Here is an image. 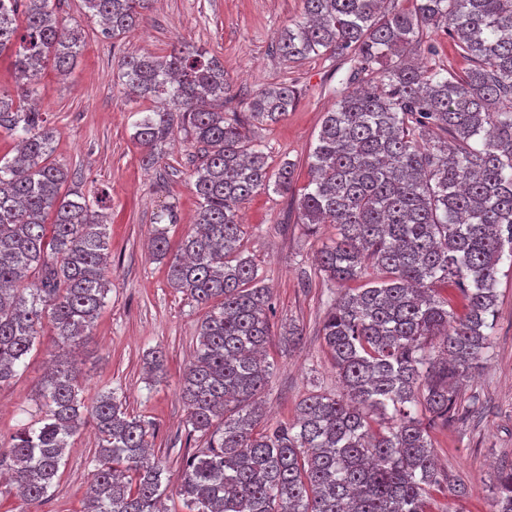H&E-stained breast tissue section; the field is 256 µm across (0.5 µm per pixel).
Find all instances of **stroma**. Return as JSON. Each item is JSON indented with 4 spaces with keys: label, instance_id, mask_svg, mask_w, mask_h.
I'll list each match as a JSON object with an SVG mask.
<instances>
[{
    "label": "stroma",
    "instance_id": "stroma-1",
    "mask_svg": "<svg viewBox=\"0 0 512 512\" xmlns=\"http://www.w3.org/2000/svg\"><path fill=\"white\" fill-rule=\"evenodd\" d=\"M61 17L84 31L83 47L67 74L53 66L40 73L44 94L39 108L55 131V158L69 170V185L86 198L106 199L111 249L105 268L110 290L88 343L72 347L85 385L84 396L113 391L128 412L152 423V452L171 484H179L183 459L194 448L188 437L187 409L179 395V378L198 344L197 325L204 308L172 288L166 261L148 249L155 219L170 210L177 216L169 239L178 242L191 231L198 210L192 173L200 160L193 139L177 130L154 167H144L132 138L138 109L127 101L117 79L124 56L164 55L171 44L186 40L218 58L231 84L226 109L243 111L261 88L295 85L296 105L277 123L250 129L253 144L271 166L285 159L295 164L288 194L258 192L240 206L243 247L272 291L275 323L304 329L302 342L285 351L271 339L266 359L272 374L262 399L269 426L293 421L299 402L313 392L340 393L342 387L320 330L330 303L341 292L317 269L316 253L336 234L324 224L309 235L298 222L296 200L309 175L308 154L317 141L324 112L336 102L334 90L347 69L320 56L285 61L275 48L280 31L299 20L302 0H155L144 25L119 40L103 37L96 20L84 14L81 0H60ZM437 55H430L429 46ZM417 51L426 66L460 71L466 60L444 29L424 31ZM497 313L484 367L473 370L462 389L458 415L433 434L434 453L450 479L466 488L465 496L434 493L429 512H493L499 471L512 465V260L499 265ZM166 356V373L151 377L146 352ZM48 366L45 350L31 353L17 377L0 387V447L30 419L32 398ZM97 446L91 427L70 440L65 465L47 499L29 505L9 483L0 484V512H84Z\"/></svg>",
    "mask_w": 512,
    "mask_h": 512
}]
</instances>
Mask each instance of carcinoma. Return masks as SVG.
Instances as JSON below:
<instances>
[{
    "label": "carcinoma",
    "mask_w": 512,
    "mask_h": 512,
    "mask_svg": "<svg viewBox=\"0 0 512 512\" xmlns=\"http://www.w3.org/2000/svg\"><path fill=\"white\" fill-rule=\"evenodd\" d=\"M52 0H0V56L14 58L15 90H0V134L18 141L0 157V387L34 349L53 366L35 393L36 419L12 437L0 463L29 504L48 497L69 438L90 423L98 448L85 512H165V468L151 459L152 424L116 392L86 403L79 371L62 352L84 344L110 291L103 277L105 216L61 193L66 167L50 161L54 134L33 101L41 68L69 72L83 30ZM303 0L302 17L277 37L288 60L350 63L356 88L336 91L309 155L298 200L310 230L336 225L319 252L327 279L372 281L330 306L323 341L344 386L312 393L296 421L256 430L268 384L271 295L245 255L239 205L259 189L284 195L295 164L270 170L251 144L254 124L284 117L296 87L258 91L243 117H224V64L188 42L163 56L122 59L118 79L137 112L134 140L152 167L180 126L200 144L193 172L196 223L171 254L167 228L151 249L168 281L206 309L194 359L180 380L188 434L175 496L184 512H427L448 476L432 433L455 414L457 380L480 365L495 327L498 265L512 250V0ZM104 35L137 29L152 0H82ZM444 27L470 67L460 73L405 60L420 30ZM439 130L451 144L436 140ZM38 282H27L31 272ZM455 288L454 317L439 287ZM49 343H44L45 332ZM437 354L429 355L436 338ZM424 401L427 419L416 411ZM493 512H512V470L499 477Z\"/></svg>",
    "instance_id": "obj_1"
}]
</instances>
